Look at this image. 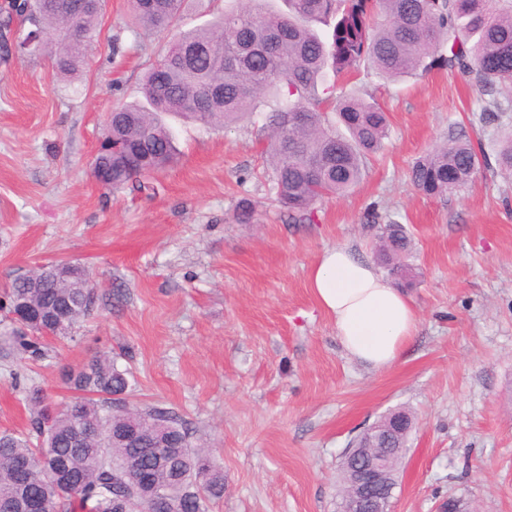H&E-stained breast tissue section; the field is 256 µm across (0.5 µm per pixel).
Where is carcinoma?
<instances>
[{
	"label": "carcinoma",
	"instance_id": "obj_1",
	"mask_svg": "<svg viewBox=\"0 0 512 512\" xmlns=\"http://www.w3.org/2000/svg\"><path fill=\"white\" fill-rule=\"evenodd\" d=\"M267 0L217 13L179 30L166 51L148 65L141 102L112 109L106 141L125 152H100L93 173L106 171L114 191L164 169L177 158L164 116L227 129L272 103L257 143L271 170L277 202L295 223H311L317 204L351 191L362 179L369 156L384 149L387 113L376 102L337 92L328 75H344L368 62L386 80L407 77L434 65L474 76L484 91L512 97V8L499 0H283L271 12ZM77 6L82 42L70 41L56 0H7L0 9L19 18L33 36L30 56L46 55L56 73L72 77L83 69L87 47L97 40L100 11ZM187 0H135L133 24L146 32L171 29L183 20ZM381 15L375 27L372 13ZM328 27L324 34L315 25ZM498 171L512 176V131L496 156ZM480 169L468 139L454 137L415 162L409 179L422 194L443 196L469 182ZM377 254L392 274L406 278L404 258L411 240L390 219L376 225ZM97 285L62 291L49 284L28 288L12 281L0 310L29 313L31 335L15 337L21 353L46 355L45 330L37 323L63 312L54 332L71 334L90 314ZM73 399L57 410L29 392V433L0 432V512H152L163 496L169 512H208L224 496V473L209 452L191 444L189 428L173 410L126 403L134 392L129 372L111 356H91L64 374ZM139 430L157 442H174L170 466L155 469L144 448L112 441V425ZM101 430L98 440L78 445L80 427Z\"/></svg>",
	"mask_w": 512,
	"mask_h": 512
}]
</instances>
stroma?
Segmentation results:
<instances>
[{
    "mask_svg": "<svg viewBox=\"0 0 512 512\" xmlns=\"http://www.w3.org/2000/svg\"><path fill=\"white\" fill-rule=\"evenodd\" d=\"M129 20V0H107L69 82L47 57L16 54L0 28V287L47 262L82 264L99 285L75 337L45 338L43 359L21 358L22 327L0 311V430L27 431L29 388L67 401L64 371L105 353L134 376L137 404L173 409L223 466L209 512H337L344 452L396 408L414 426L395 512H512V180L495 163L512 100L485 124L490 98L472 76L436 67L387 81L360 65L341 84L383 106L387 145L312 224L274 202L251 124L169 118L178 161L149 190L115 192L92 169L107 118L139 98L173 37L136 34ZM454 137L487 167L460 191L421 194L411 167ZM244 199L248 224L236 216ZM376 216L411 238L416 276L396 286L419 315L385 369L345 354L307 280L328 247L375 261Z\"/></svg>",
    "mask_w": 512,
    "mask_h": 512,
    "instance_id": "stroma-1",
    "label": "stroma"
}]
</instances>
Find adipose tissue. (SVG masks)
<instances>
[{"mask_svg": "<svg viewBox=\"0 0 512 512\" xmlns=\"http://www.w3.org/2000/svg\"><path fill=\"white\" fill-rule=\"evenodd\" d=\"M308 284L333 318L346 354L370 367L392 365L417 330V312L405 294L349 247L325 248Z\"/></svg>", "mask_w": 512, "mask_h": 512, "instance_id": "ef3b65f1", "label": "adipose tissue"}]
</instances>
